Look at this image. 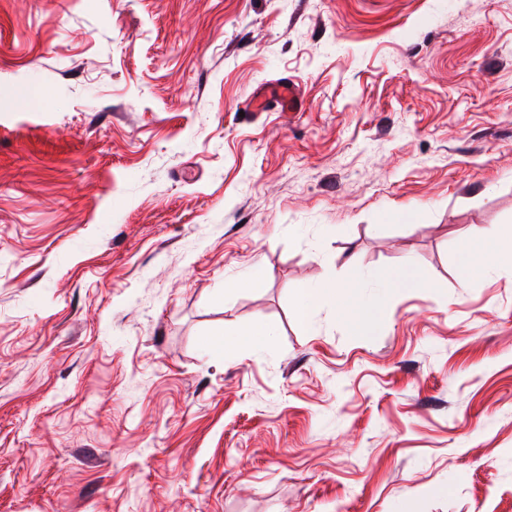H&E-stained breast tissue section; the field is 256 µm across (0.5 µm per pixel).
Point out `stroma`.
Returning <instances> with one entry per match:
<instances>
[{
    "mask_svg": "<svg viewBox=\"0 0 512 512\" xmlns=\"http://www.w3.org/2000/svg\"><path fill=\"white\" fill-rule=\"evenodd\" d=\"M478 231L512 239V0H0V512H512ZM405 259L370 331L297 309ZM270 100L275 101L277 110L279 112H291L296 110L298 107V100L296 97L295 90L292 85H282L280 86L274 96L265 99H257L249 103V108L255 112H262L259 109H265V111H269L274 109L275 107L268 108V103ZM424 287H427L426 281L420 277L409 262L403 261L389 273L385 290L388 294H394Z\"/></svg>",
    "mask_w": 512,
    "mask_h": 512,
    "instance_id": "obj_1",
    "label": "stroma"
}]
</instances>
